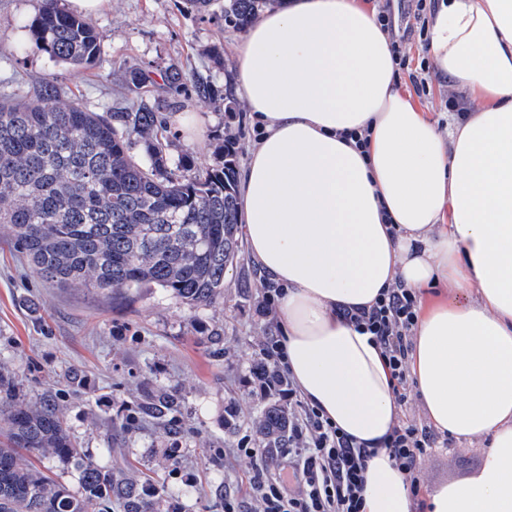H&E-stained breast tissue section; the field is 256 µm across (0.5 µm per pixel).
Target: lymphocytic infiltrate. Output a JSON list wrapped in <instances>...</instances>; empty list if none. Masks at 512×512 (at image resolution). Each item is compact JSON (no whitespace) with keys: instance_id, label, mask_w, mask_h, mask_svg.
Returning <instances> with one entry per match:
<instances>
[{"instance_id":"lymphocytic-infiltrate-1","label":"lymphocytic infiltrate","mask_w":512,"mask_h":512,"mask_svg":"<svg viewBox=\"0 0 512 512\" xmlns=\"http://www.w3.org/2000/svg\"><path fill=\"white\" fill-rule=\"evenodd\" d=\"M377 23L387 32L397 71L407 74L419 98H428L430 86L425 64L415 63L412 36L426 37L435 12L433 0H414L405 12V27H396L390 0H371ZM419 297L403 285L381 291L366 308L344 311L345 320L379 347L399 407H406L410 387L408 367ZM261 358L279 378L277 393L288 401L291 427L288 432V478L270 477L259 462V451L241 447L254 459L253 476L246 496L233 488L224 490V512H362L364 472L370 449L342 432L294 383L280 337H266ZM439 437L428 426L399 419L385 443L397 469L411 488H418L424 457L439 449Z\"/></svg>"}]
</instances>
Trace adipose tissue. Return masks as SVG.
<instances>
[{
    "instance_id": "1",
    "label": "adipose tissue",
    "mask_w": 512,
    "mask_h": 512,
    "mask_svg": "<svg viewBox=\"0 0 512 512\" xmlns=\"http://www.w3.org/2000/svg\"><path fill=\"white\" fill-rule=\"evenodd\" d=\"M429 56L476 112L440 128L400 90L358 0H282L236 46L258 136L238 182L242 236L283 288L281 340L304 397L375 451L363 512H415L384 448L398 407L380 353L343 309L386 288H455L420 311L410 372L432 426L489 438L480 470L427 512H512V0H440ZM369 129V149L346 143Z\"/></svg>"
}]
</instances>
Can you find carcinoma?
<instances>
[{
    "label": "carcinoma",
    "mask_w": 512,
    "mask_h": 512,
    "mask_svg": "<svg viewBox=\"0 0 512 512\" xmlns=\"http://www.w3.org/2000/svg\"><path fill=\"white\" fill-rule=\"evenodd\" d=\"M271 0H224V22L242 31ZM35 43L57 62L94 63L103 36L96 25L41 0ZM164 123L146 104L105 118L53 81L32 97L0 91V224H8L33 273L58 287L116 293L157 286L196 307L223 294L224 273L239 259L237 155L224 143V165L177 175L169 168ZM144 145L145 157L131 153ZM180 400L148 394L142 414L159 421ZM254 433L267 464L283 459L288 412L268 401ZM0 512H158L164 495H183L112 464V449L80 448L55 394L28 401L0 373ZM22 450H49L79 472L71 490Z\"/></svg>",
    "instance_id": "1"
}]
</instances>
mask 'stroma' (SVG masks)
<instances>
[{
    "instance_id": "35a3bbf8",
    "label": "stroma",
    "mask_w": 512,
    "mask_h": 512,
    "mask_svg": "<svg viewBox=\"0 0 512 512\" xmlns=\"http://www.w3.org/2000/svg\"><path fill=\"white\" fill-rule=\"evenodd\" d=\"M40 5L0 0V86L30 97L52 77L102 116L152 106L167 126L171 160L197 171L222 167L228 136L243 148L253 139L241 103L224 102L240 38L224 24V0H213L202 16L187 12L184 0H107L90 16L103 42L89 70L55 62L37 48L31 26ZM134 69L144 75L137 85L130 82ZM171 69L183 73L180 86L165 80ZM199 77L213 95L196 92ZM261 288L245 249L225 273L223 296L206 307L157 287L122 296L58 288L33 275L11 229L0 224V371L26 397L55 391L88 452L114 449L115 461L152 472L171 488L190 487V495L162 498L160 512H213L222 484L247 493L254 465L236 448L253 434L259 345L277 332L258 312ZM69 366L81 370V385L63 379ZM158 390L182 402L175 431L148 416L124 428V407ZM488 445L449 439L425 459L423 491L476 472Z\"/></svg>"
}]
</instances>
